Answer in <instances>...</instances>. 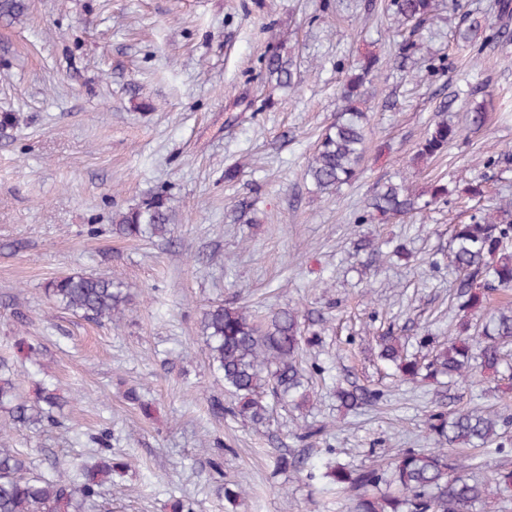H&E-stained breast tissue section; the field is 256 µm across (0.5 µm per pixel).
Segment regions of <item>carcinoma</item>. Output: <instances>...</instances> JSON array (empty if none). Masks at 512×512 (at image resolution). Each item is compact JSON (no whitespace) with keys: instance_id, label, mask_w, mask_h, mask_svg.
<instances>
[{"instance_id":"carcinoma-1","label":"carcinoma","mask_w":512,"mask_h":512,"mask_svg":"<svg viewBox=\"0 0 512 512\" xmlns=\"http://www.w3.org/2000/svg\"><path fill=\"white\" fill-rule=\"evenodd\" d=\"M436 0H388V10L400 31L396 58L408 59L424 49L423 32L431 24ZM30 0H0V20L16 21L26 16ZM501 25L484 26L475 18L458 31L465 44L483 47L508 34L512 0H499ZM297 62L287 41L279 40L265 59L266 83L273 91L292 90ZM378 79L377 62L367 60L348 74L343 86L344 108L319 136L304 170L318 191L351 182L364 158L368 115L362 109ZM474 129L482 128L487 111L476 102L467 112ZM462 130L443 118L429 129L420 154L432 157L443 152ZM447 194L434 190L425 199L402 183L385 182L370 198L368 208L380 219L389 220L429 209ZM512 201L494 216L481 212L468 224L454 229L449 262L457 273L456 299L465 310L482 307L480 288H512ZM174 232L167 196L152 194L113 217L112 234L123 238L167 239ZM53 304L84 319L102 324L124 313L129 295L110 277L66 274L51 278L44 288ZM200 334L209 362L224 392L233 398L229 412L259 426L269 408L262 394L304 403L300 359L304 346L318 333L307 337L301 330L298 312L280 308L261 320L234 300L222 301L204 310ZM512 343V302L490 308L481 330L467 336H449L421 362L404 351L396 336L381 337V358L410 380L446 376L454 382L472 383L485 373H499L504 359L501 345ZM336 397L347 409L373 399L362 388L340 387ZM60 397L48 386L41 387L35 402L20 395L10 362L0 358V429L35 428L53 421ZM498 420L479 409L432 415L431 431L440 447L429 452L414 449L398 452L389 472L351 469L343 464H326L323 477L356 491L353 512H482L487 506L488 484L471 479L464 471L472 468L465 459L448 453V448L465 445L484 448L498 438ZM73 474H35L30 462L12 448H0V512H94L100 488L112 475L128 468L105 454L73 464Z\"/></svg>"}]
</instances>
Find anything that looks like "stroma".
Returning a JSON list of instances; mask_svg holds the SVG:
<instances>
[{"label": "stroma", "mask_w": 512, "mask_h": 512, "mask_svg": "<svg viewBox=\"0 0 512 512\" xmlns=\"http://www.w3.org/2000/svg\"><path fill=\"white\" fill-rule=\"evenodd\" d=\"M496 2L447 6L426 32L429 53L403 69L387 0H32L21 20H0V113L21 115L0 129V356L26 399L44 382L64 400L54 424L8 431L0 447L48 472L93 456L94 436L111 431L110 455L131 467L103 487L97 512H172L187 498L201 512H351V493L323 479L326 463L381 468L399 450L433 449L442 405L504 418L498 447L474 453L476 475L512 469V344L507 371L470 387L401 382L378 358L383 334L407 337L421 357L420 336L456 332L445 259L468 203L387 222L365 208L401 175L417 193L442 179L481 184L485 208L512 197V42L478 53L456 37L471 11L496 21ZM275 34L296 56L291 92L270 93L265 80ZM367 54L381 77L361 173L316 192L303 169ZM470 88L486 125L467 130L456 102L463 135L418 158L440 101ZM156 192L168 197L173 242L113 236L115 213ZM361 235L390 260L367 265L353 245ZM75 272L120 282L124 316L96 324L56 308L45 283ZM223 300L258 316L291 306L322 317L305 362L323 370L309 376L305 407L269 397L260 427L217 409L224 394L199 319ZM21 336L39 344L37 359L17 357ZM347 382L378 400L345 411L334 388ZM241 487L237 506L224 491Z\"/></svg>", "instance_id": "35a3bbf8"}]
</instances>
